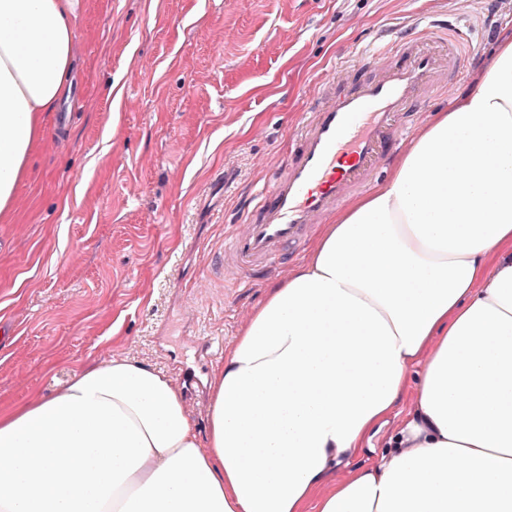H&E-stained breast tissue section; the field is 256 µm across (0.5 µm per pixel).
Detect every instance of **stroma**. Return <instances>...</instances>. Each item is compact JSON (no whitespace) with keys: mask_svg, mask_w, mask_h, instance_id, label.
<instances>
[{"mask_svg":"<svg viewBox=\"0 0 512 512\" xmlns=\"http://www.w3.org/2000/svg\"><path fill=\"white\" fill-rule=\"evenodd\" d=\"M449 20L478 53L415 126L471 91L512 0H82L72 92L0 223V408L131 359L181 388L198 432L246 316L307 256L226 281L224 240L287 158L321 82L403 27ZM215 351L199 362L196 348Z\"/></svg>","mask_w":512,"mask_h":512,"instance_id":"1","label":"stroma"}]
</instances>
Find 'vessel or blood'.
<instances>
[{
  "mask_svg": "<svg viewBox=\"0 0 512 512\" xmlns=\"http://www.w3.org/2000/svg\"><path fill=\"white\" fill-rule=\"evenodd\" d=\"M446 53L420 38L362 53L314 98L297 146L272 174L247 224L224 245L233 279L255 281L311 225L356 194L391 150L402 120L417 102L440 95L466 60L461 30L446 29Z\"/></svg>",
  "mask_w": 512,
  "mask_h": 512,
  "instance_id": "1",
  "label": "vessel or blood"
}]
</instances>
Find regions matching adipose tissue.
<instances>
[{
	"label": "adipose tissue",
	"instance_id": "ef3b65f1",
	"mask_svg": "<svg viewBox=\"0 0 512 512\" xmlns=\"http://www.w3.org/2000/svg\"><path fill=\"white\" fill-rule=\"evenodd\" d=\"M80 10L0 0V213ZM0 512H512V35L270 285L210 380L206 439L168 375L102 361L0 411Z\"/></svg>",
	"mask_w": 512,
	"mask_h": 512
}]
</instances>
